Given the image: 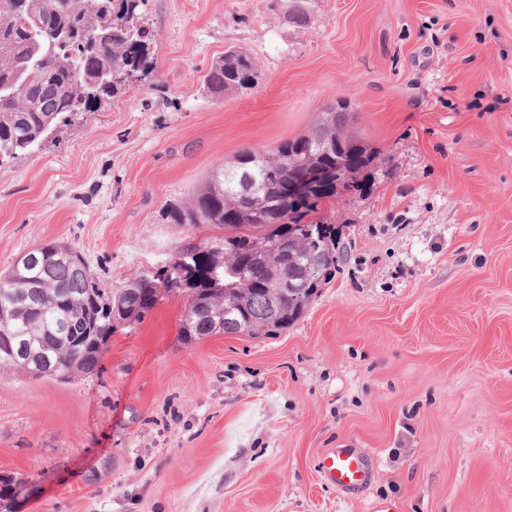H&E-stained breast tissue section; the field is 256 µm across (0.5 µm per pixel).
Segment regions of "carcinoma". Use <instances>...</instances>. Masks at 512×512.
Segmentation results:
<instances>
[{"label":"carcinoma","mask_w":512,"mask_h":512,"mask_svg":"<svg viewBox=\"0 0 512 512\" xmlns=\"http://www.w3.org/2000/svg\"><path fill=\"white\" fill-rule=\"evenodd\" d=\"M145 0H0V165L42 146L60 127L115 96L148 65ZM313 0H288V22L305 25ZM251 57L228 51L206 84L221 96L248 88ZM344 101L305 134L269 150H244L218 165L173 224H215L230 233L178 251L151 275L110 288L72 246L31 248L0 275V369L72 381L93 373L112 335L145 318L164 294L184 295L179 334L272 336L297 321L336 265V227L304 217L350 188L370 156L347 134ZM340 168L311 201L282 208L295 182ZM20 487L0 476V512Z\"/></svg>","instance_id":"carcinoma-1"}]
</instances>
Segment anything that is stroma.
<instances>
[{"label": "stroma", "instance_id": "35a3bbf8", "mask_svg": "<svg viewBox=\"0 0 512 512\" xmlns=\"http://www.w3.org/2000/svg\"><path fill=\"white\" fill-rule=\"evenodd\" d=\"M146 0L148 76L0 166V271L51 240L118 287L185 244L210 172L347 100L373 155L321 202L337 262L273 336L179 335L180 297L73 381L0 370L17 512H512V0ZM245 51L255 87L204 77ZM332 448L371 480L320 478ZM319 472L331 485L340 490L364 487L371 473L363 455L348 448H336L322 456Z\"/></svg>", "mask_w": 512, "mask_h": 512}]
</instances>
